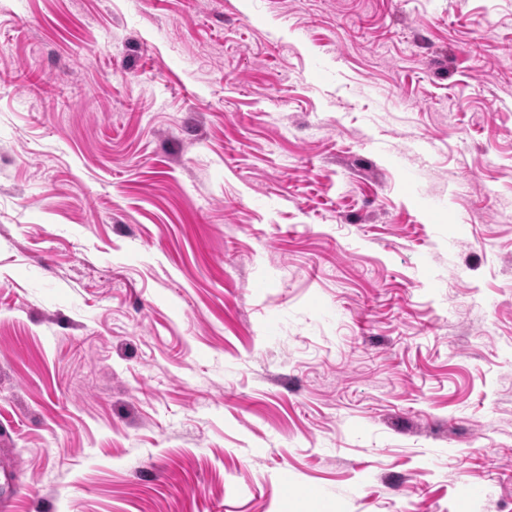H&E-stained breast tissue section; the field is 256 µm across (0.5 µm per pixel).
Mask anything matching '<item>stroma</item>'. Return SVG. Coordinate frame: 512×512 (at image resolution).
I'll list each match as a JSON object with an SVG mask.
<instances>
[{
    "instance_id": "stroma-1",
    "label": "stroma",
    "mask_w": 512,
    "mask_h": 512,
    "mask_svg": "<svg viewBox=\"0 0 512 512\" xmlns=\"http://www.w3.org/2000/svg\"><path fill=\"white\" fill-rule=\"evenodd\" d=\"M13 512H512V0H0Z\"/></svg>"
}]
</instances>
